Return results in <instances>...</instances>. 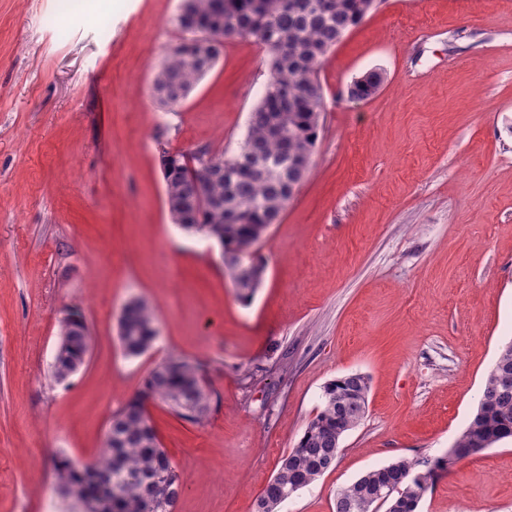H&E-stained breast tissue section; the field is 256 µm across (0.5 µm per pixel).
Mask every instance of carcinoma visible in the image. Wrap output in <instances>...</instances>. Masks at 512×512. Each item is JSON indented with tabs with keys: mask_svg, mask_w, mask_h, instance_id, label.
<instances>
[{
	"mask_svg": "<svg viewBox=\"0 0 512 512\" xmlns=\"http://www.w3.org/2000/svg\"><path fill=\"white\" fill-rule=\"evenodd\" d=\"M321 0H190L177 20L183 37L169 49L152 87L154 98L176 107L216 64L214 38H252L267 52L269 81L253 109L239 151L224 160V176L210 181L204 196L190 178L186 161L206 155V147L173 159L162 155L171 212L185 231L217 234L224 252L248 250L259 235L279 221L306 173L296 161L314 151L324 108L319 68L338 42L373 10L375 0H336L326 13ZM154 309L142 299L129 302L120 317L118 337L129 357L147 352L156 340ZM95 337L82 315L70 312L60 322L51 365L64 381L77 374L91 355ZM368 382L345 375L324 386L321 407L296 446L281 460L257 500L256 512H279L288 489L301 490L336 462L342 437L339 411L347 409L357 425L367 409ZM149 400L165 405L194 424L207 420L213 392L198 364L170 357L147 374L142 390L111 416L110 433L97 461L79 472L67 458L55 463L61 497L81 512H97L93 498L112 501V512H174L183 483L161 448L147 415ZM512 443V347L500 349L490 368L479 407L454 444L435 459L402 458L360 476L337 495L333 512H370L391 507L398 492L385 500L371 497L382 486L405 489L411 478L408 512H417L428 486L461 460L497 444Z\"/></svg>",
	"mask_w": 512,
	"mask_h": 512,
	"instance_id": "1",
	"label": "carcinoma"
}]
</instances>
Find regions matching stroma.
I'll use <instances>...</instances> for the list:
<instances>
[{
	"mask_svg": "<svg viewBox=\"0 0 512 512\" xmlns=\"http://www.w3.org/2000/svg\"><path fill=\"white\" fill-rule=\"evenodd\" d=\"M180 0H0V512H71L54 461L94 462L113 412L158 362L198 363L203 424L147 402L184 482L174 512H256L324 386L358 373L367 412L332 468L280 512H333L398 458L442 455L512 340V7L378 0L319 69L313 165L259 243L238 298L222 249L172 224L162 151L233 156L270 74L234 38L193 94L160 109L152 77ZM370 98L348 89L370 71ZM145 299L160 334L126 356L117 321ZM79 311L86 366L55 382ZM419 512H512V444L472 454ZM95 338L82 315L71 311L60 322L59 342L51 365L57 381H64L77 374L91 355Z\"/></svg>",
	"mask_w": 512,
	"mask_h": 512,
	"instance_id": "35a3bbf8",
	"label": "stroma"
}]
</instances>
